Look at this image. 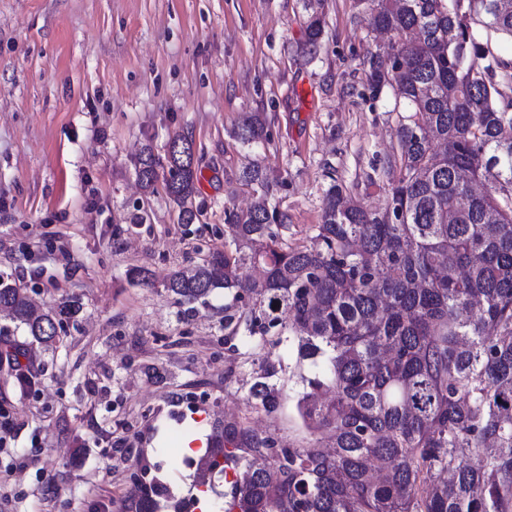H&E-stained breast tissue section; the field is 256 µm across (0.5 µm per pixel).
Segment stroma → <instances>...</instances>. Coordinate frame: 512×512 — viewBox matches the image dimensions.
Returning a JSON list of instances; mask_svg holds the SVG:
<instances>
[{"mask_svg":"<svg viewBox=\"0 0 512 512\" xmlns=\"http://www.w3.org/2000/svg\"><path fill=\"white\" fill-rule=\"evenodd\" d=\"M387 43L358 0H0V272L36 302L83 304L66 349L30 348L35 392L0 366L12 420L0 512H112L131 488L128 448L147 450L178 500L197 495L176 418L246 412L262 352H228L223 294L188 314L162 283L223 251L225 205L254 200L237 180L251 162L283 183L290 241L319 223L331 177L382 206L395 174L367 180L399 115L390 88L371 98L366 61ZM248 112L264 113L268 140H236ZM179 135L194 142L196 224L178 222L164 189H141L132 165ZM138 204L147 221L135 227ZM133 267L150 284H130ZM148 364L167 378L147 377Z\"/></svg>","mask_w":512,"mask_h":512,"instance_id":"obj_1","label":"stroma"}]
</instances>
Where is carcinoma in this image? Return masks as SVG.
Returning <instances> with one entry per match:
<instances>
[{
  "label": "carcinoma",
  "instance_id": "obj_1",
  "mask_svg": "<svg viewBox=\"0 0 512 512\" xmlns=\"http://www.w3.org/2000/svg\"><path fill=\"white\" fill-rule=\"evenodd\" d=\"M360 2L393 35L368 65L372 92L391 88L408 112L381 160L399 176L380 209L332 180L321 222L296 243L288 214L267 206L279 182L258 163L242 170L257 201L224 207V251L173 271L164 290L191 312L222 289L225 341L288 345V383L263 358L246 401L273 423L292 400L306 436L285 444L226 415L195 470L213 493L224 478L222 512H512V56L491 40L512 41V0ZM322 33L311 15L308 44ZM236 137L267 139L266 118L247 113ZM178 140L185 151L146 146L133 165L194 224V145ZM0 309L54 352L81 304L39 307L0 278ZM15 379L28 392L40 374ZM162 494L136 485L113 506L157 512Z\"/></svg>",
  "mask_w": 512,
  "mask_h": 512
}]
</instances>
